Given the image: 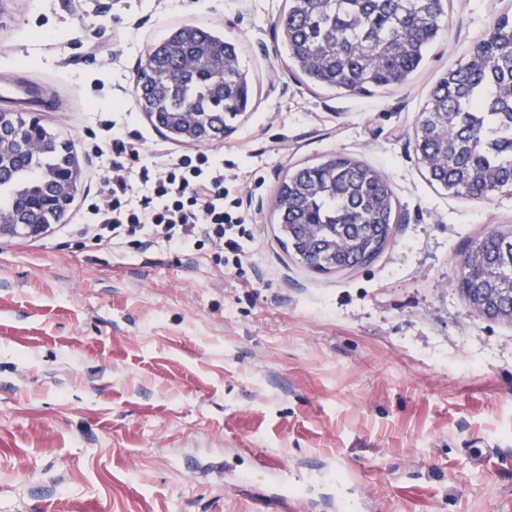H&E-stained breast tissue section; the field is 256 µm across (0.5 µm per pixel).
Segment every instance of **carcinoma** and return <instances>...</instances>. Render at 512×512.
Listing matches in <instances>:
<instances>
[{
    "mask_svg": "<svg viewBox=\"0 0 512 512\" xmlns=\"http://www.w3.org/2000/svg\"><path fill=\"white\" fill-rule=\"evenodd\" d=\"M446 0H288L277 25L288 56L313 85L350 92L402 85L443 30ZM237 41L206 26L174 29L153 47L136 90L142 112L166 137L209 143L249 111L254 82L240 68ZM47 143L27 154L0 144V211L39 206L44 224L58 221L57 172L72 145L43 130ZM428 178L455 196L488 201L512 191V10L433 85L414 128ZM396 204L384 173L333 155L295 168L276 197L286 244L325 245L328 270L372 261L376 225L392 223ZM512 243L486 234L462 262L464 288H511Z\"/></svg>",
    "mask_w": 512,
    "mask_h": 512,
    "instance_id": "carcinoma-1",
    "label": "carcinoma"
}]
</instances>
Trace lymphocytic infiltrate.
Listing matches in <instances>:
<instances>
[{
    "label": "lymphocytic infiltrate",
    "instance_id": "lymphocytic-infiltrate-1",
    "mask_svg": "<svg viewBox=\"0 0 512 512\" xmlns=\"http://www.w3.org/2000/svg\"><path fill=\"white\" fill-rule=\"evenodd\" d=\"M90 150L112 158L105 189L91 204L97 217L87 230L92 241L159 236L173 248L206 242L216 264H241L253 233L240 199L224 185L223 162L210 150L148 164L140 137L119 128Z\"/></svg>",
    "mask_w": 512,
    "mask_h": 512
}]
</instances>
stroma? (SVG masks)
<instances>
[{"instance_id":"1","label":"stroma","mask_w":512,"mask_h":512,"mask_svg":"<svg viewBox=\"0 0 512 512\" xmlns=\"http://www.w3.org/2000/svg\"><path fill=\"white\" fill-rule=\"evenodd\" d=\"M286 0H0V82L71 141L81 187L40 238L0 239V512H512V322L477 315L470 244L512 226V193L432 185L413 141L437 79L512 0H448L404 85L320 89L276 27ZM208 25L242 46L257 95L214 155L254 240L241 268L210 247L98 245L84 234L106 123L177 156L133 89L147 48ZM381 169L397 199L371 263L319 273L279 239V184L330 155ZM250 472V484L240 474ZM0 99L5 102L22 103L26 107L37 106L43 110L48 109L49 101L42 97L36 87L22 82L1 84Z\"/></svg>"}]
</instances>
